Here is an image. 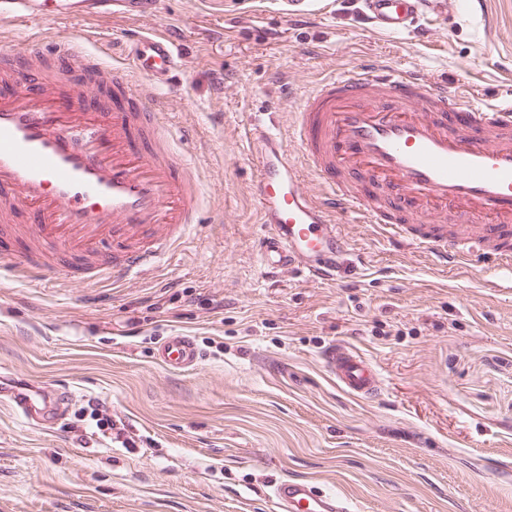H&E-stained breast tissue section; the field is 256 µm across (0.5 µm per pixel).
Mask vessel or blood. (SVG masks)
Returning <instances> with one entry per match:
<instances>
[{"label": "vessel or blood", "instance_id": "vessel-or-blood-1", "mask_svg": "<svg viewBox=\"0 0 512 512\" xmlns=\"http://www.w3.org/2000/svg\"><path fill=\"white\" fill-rule=\"evenodd\" d=\"M318 0H278L294 22L316 18ZM453 0H357L372 31L413 33L426 13H447ZM157 0H0V21L44 17L91 21L79 41L46 46L29 35L0 48V223L31 225L52 260L29 252L11 272L43 283L71 271L120 285L156 268L199 221V178L177 165L172 136L154 105L157 88L180 67L172 29L133 32L128 63L108 64L94 24L120 6L153 16ZM265 113L242 132L254 159L253 195L264 233L261 272L297 273L335 283L356 270L340 229L351 217L398 250L432 255L443 266H468L485 256L490 268L512 272V106L491 100L473 108L463 92L448 93L435 77L385 59L357 63L323 79L294 114L291 137ZM99 141L87 150L75 129ZM318 192H310L308 179ZM481 220L477 235L455 241L441 219L448 210ZM173 369L198 363L191 336L168 337L158 353ZM322 361L351 393L379 388L369 359L336 342ZM69 387L43 398L30 388L10 395L29 421L62 420ZM280 512H350L349 502L288 478L272 487Z\"/></svg>", "mask_w": 512, "mask_h": 512}]
</instances>
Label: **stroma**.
<instances>
[{
  "label": "stroma",
  "mask_w": 512,
  "mask_h": 512,
  "mask_svg": "<svg viewBox=\"0 0 512 512\" xmlns=\"http://www.w3.org/2000/svg\"><path fill=\"white\" fill-rule=\"evenodd\" d=\"M322 2L307 24L276 0H159L151 20L101 23L116 65L131 31H182L178 88L154 100L179 163L197 170L200 222L157 272L117 287L0 274V374L75 395L62 423L38 425L0 390V512H278L270 489L288 477L346 495L353 512H512V296L352 221L355 278L267 279L255 168L239 144L243 125L277 110L272 73L298 100L374 57L512 103V0L478 12L456 0L454 14L398 35L370 31L355 0ZM85 26L39 19L0 38ZM218 71L234 77L232 95L213 93ZM181 332L198 363L171 370L157 349ZM336 340L374 362L377 396L325 370ZM97 404L111 430L97 428Z\"/></svg>",
  "instance_id": "1"
}]
</instances>
